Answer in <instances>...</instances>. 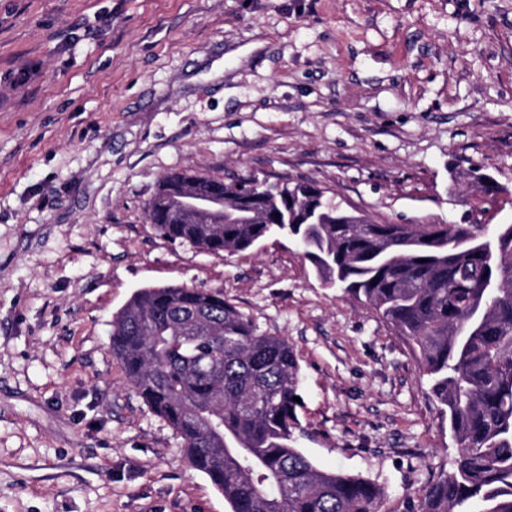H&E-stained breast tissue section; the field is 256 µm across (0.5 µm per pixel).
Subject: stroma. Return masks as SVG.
I'll list each match as a JSON object with an SVG mask.
<instances>
[{
    "label": "stroma",
    "mask_w": 512,
    "mask_h": 512,
    "mask_svg": "<svg viewBox=\"0 0 512 512\" xmlns=\"http://www.w3.org/2000/svg\"><path fill=\"white\" fill-rule=\"evenodd\" d=\"M474 167L512 224V0H0V512H230L110 348L171 284L285 337L297 448L412 512L455 449L410 345L287 239L174 246L146 206L193 169L461 224Z\"/></svg>",
    "instance_id": "stroma-1"
}]
</instances>
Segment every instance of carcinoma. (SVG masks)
Here are the masks:
<instances>
[{
	"label": "carcinoma",
	"mask_w": 512,
	"mask_h": 512,
	"mask_svg": "<svg viewBox=\"0 0 512 512\" xmlns=\"http://www.w3.org/2000/svg\"><path fill=\"white\" fill-rule=\"evenodd\" d=\"M188 183L257 211L261 224H189L154 201ZM318 224H300L307 209ZM288 211V224L275 214ZM164 240L244 252L291 229L325 286L373 309L412 346L457 447L417 512H512V224H379L301 181L254 188L182 171L146 208ZM478 238L486 248H471ZM112 355L138 397L182 441L231 512H382L384 489L319 469L295 447L300 372L222 291L136 290L112 320Z\"/></svg>",
	"instance_id": "obj_1"
}]
</instances>
